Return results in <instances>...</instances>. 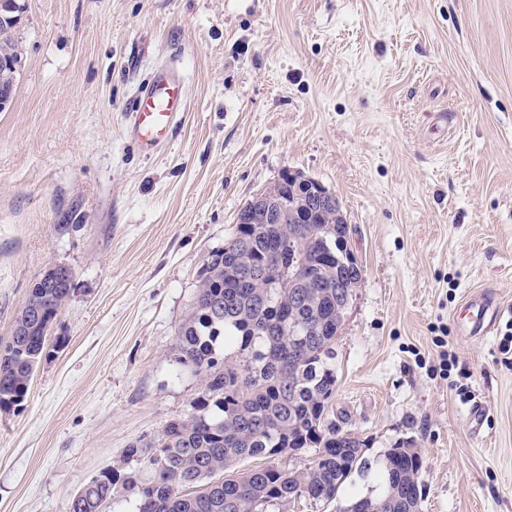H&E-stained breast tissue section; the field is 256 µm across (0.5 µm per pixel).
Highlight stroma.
<instances>
[{"mask_svg": "<svg viewBox=\"0 0 512 512\" xmlns=\"http://www.w3.org/2000/svg\"><path fill=\"white\" fill-rule=\"evenodd\" d=\"M18 39L0 112V342L46 270L67 267L72 290L25 400L0 411V512H66L130 445L191 414L199 381L175 359L200 273L287 170L336 196L363 269L333 413L370 468L336 505L283 512L378 494L406 438L421 512H512V364L498 351L512 320V0H25ZM170 64L188 110L149 155L127 109ZM473 291L500 309L480 342L455 325Z\"/></svg>", "mask_w": 512, "mask_h": 512, "instance_id": "obj_1", "label": "stroma"}]
</instances>
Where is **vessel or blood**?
<instances>
[{
	"instance_id": "obj_1",
	"label": "vessel or blood",
	"mask_w": 512,
	"mask_h": 512,
	"mask_svg": "<svg viewBox=\"0 0 512 512\" xmlns=\"http://www.w3.org/2000/svg\"><path fill=\"white\" fill-rule=\"evenodd\" d=\"M187 109L186 82L173 67L163 69L133 99L128 121L131 137L145 153L159 150L174 130L175 119ZM497 312L482 295H472L465 317L458 321L460 335L481 337L495 325Z\"/></svg>"
}]
</instances>
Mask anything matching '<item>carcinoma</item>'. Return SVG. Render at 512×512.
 Masks as SVG:
<instances>
[{
  "label": "carcinoma",
  "instance_id": "carcinoma-1",
  "mask_svg": "<svg viewBox=\"0 0 512 512\" xmlns=\"http://www.w3.org/2000/svg\"><path fill=\"white\" fill-rule=\"evenodd\" d=\"M16 23L0 18V63L20 55ZM275 212L265 224H237L202 272L196 301L179 332L177 363L200 381L193 412L167 423L151 445L143 475L124 472L144 451L128 449L123 464L93 476L70 499L68 512H104L116 486L137 512H270L306 499H336L363 468L362 441L330 418L336 399L335 345L347 317L336 282L358 288L362 270L339 246L349 233L339 209L300 213L313 179L283 172L273 184ZM293 204L278 213L277 200ZM324 274L294 286L297 265ZM262 272L244 283L245 265ZM63 266L48 269L29 290L0 347V410L20 405L44 356L46 336L71 293ZM315 449L301 472L272 464L238 472L245 458H274ZM422 458L413 441L385 455L381 493L360 497L346 512H414L421 499Z\"/></svg>",
  "mask_w": 512,
  "mask_h": 512
}]
</instances>
